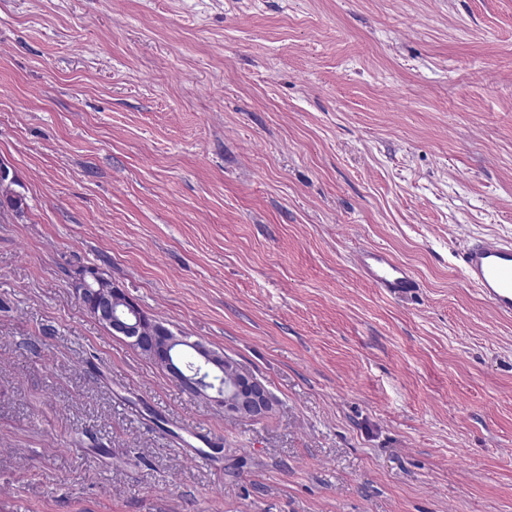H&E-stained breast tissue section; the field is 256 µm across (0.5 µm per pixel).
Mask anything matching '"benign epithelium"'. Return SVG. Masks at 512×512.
Returning <instances> with one entry per match:
<instances>
[{"instance_id": "obj_1", "label": "benign epithelium", "mask_w": 512, "mask_h": 512, "mask_svg": "<svg viewBox=\"0 0 512 512\" xmlns=\"http://www.w3.org/2000/svg\"><path fill=\"white\" fill-rule=\"evenodd\" d=\"M72 285L80 298L90 300V314L98 323L161 365L168 379L187 394L216 403L227 416L264 419L271 415L275 399L259 378L208 344L155 320L125 290L104 281L99 269H80ZM181 350L195 355V372L187 371L175 359L174 354Z\"/></svg>"}]
</instances>
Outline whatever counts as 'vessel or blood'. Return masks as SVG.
I'll return each instance as SVG.
<instances>
[{
	"label": "vessel or blood",
	"mask_w": 512,
	"mask_h": 512,
	"mask_svg": "<svg viewBox=\"0 0 512 512\" xmlns=\"http://www.w3.org/2000/svg\"><path fill=\"white\" fill-rule=\"evenodd\" d=\"M462 273L495 311L512 316V241L483 238L468 243L459 254ZM358 268L376 287L394 296L410 292L415 274L381 250H365L358 256Z\"/></svg>",
	"instance_id": "1"
}]
</instances>
